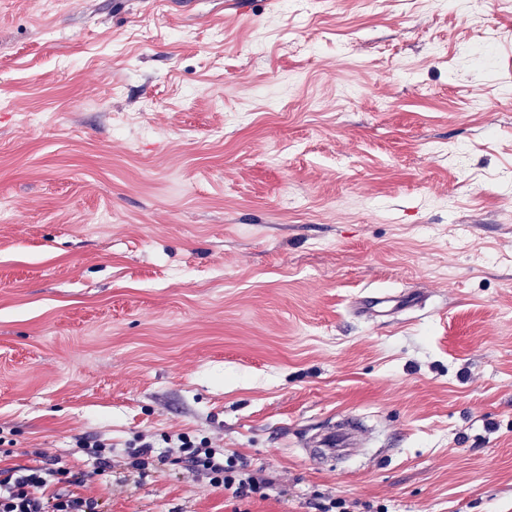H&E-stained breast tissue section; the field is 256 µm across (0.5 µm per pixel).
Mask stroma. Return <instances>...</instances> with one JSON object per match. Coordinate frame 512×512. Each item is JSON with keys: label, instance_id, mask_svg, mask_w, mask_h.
Masks as SVG:
<instances>
[{"label": "stroma", "instance_id": "obj_1", "mask_svg": "<svg viewBox=\"0 0 512 512\" xmlns=\"http://www.w3.org/2000/svg\"><path fill=\"white\" fill-rule=\"evenodd\" d=\"M0 211V465L101 512H512L502 0H0ZM341 415L367 452L310 462ZM168 448H177L179 456L173 461L185 464L187 472L206 473L210 484L217 489H224V495L243 501L247 499H267L273 490L274 482L262 472L248 469L246 462L234 455L224 459V448L216 446L211 440H201L196 445L184 432L166 436ZM106 439H80L76 441L77 448H82V450H87L92 452L97 456L99 460L98 474H102L106 471L108 467H110V461L108 457L104 456L106 449L112 451V443L107 442Z\"/></svg>", "mask_w": 512, "mask_h": 512}]
</instances>
